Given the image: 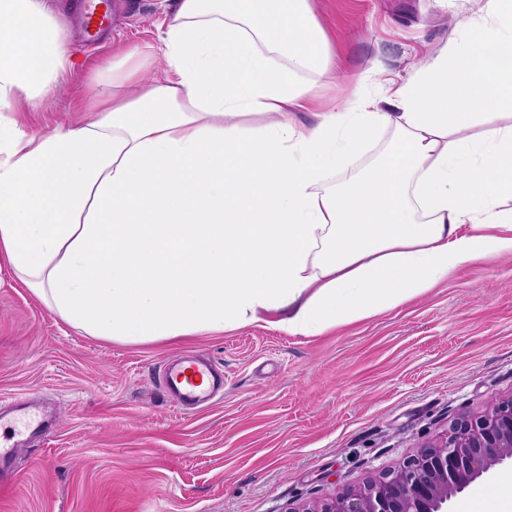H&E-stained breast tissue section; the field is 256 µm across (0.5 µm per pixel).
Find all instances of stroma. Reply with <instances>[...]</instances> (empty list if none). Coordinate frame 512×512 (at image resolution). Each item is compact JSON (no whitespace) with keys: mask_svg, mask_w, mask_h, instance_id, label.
Segmentation results:
<instances>
[{"mask_svg":"<svg viewBox=\"0 0 512 512\" xmlns=\"http://www.w3.org/2000/svg\"><path fill=\"white\" fill-rule=\"evenodd\" d=\"M336 56L321 102L378 93L366 75L417 70L479 0H310ZM165 0H112L99 44L63 24L79 65L40 110L18 98L28 135L84 121L91 78L157 41ZM199 351L224 370L211 406L180 412L158 375ZM512 390V256L459 268L447 283L316 337L270 322L180 343L108 341L54 315L0 263V413L41 405L44 429L16 447L0 512H285L396 467L458 414ZM495 467L448 504L482 512Z\"/></svg>","mask_w":512,"mask_h":512,"instance_id":"1","label":"stroma"}]
</instances>
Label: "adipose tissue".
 I'll return each instance as SVG.
<instances>
[{"label": "adipose tissue", "mask_w": 512, "mask_h": 512, "mask_svg": "<svg viewBox=\"0 0 512 512\" xmlns=\"http://www.w3.org/2000/svg\"><path fill=\"white\" fill-rule=\"evenodd\" d=\"M76 66L48 0H0V113ZM372 73L382 97L299 123L336 81L310 0H175L97 74L84 122L0 120V260L65 322L135 344L271 315L322 336L512 256V0H482L406 81Z\"/></svg>", "instance_id": "1"}]
</instances>
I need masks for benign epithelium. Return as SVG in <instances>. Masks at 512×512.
Returning a JSON list of instances; mask_svg holds the SVG:
<instances>
[{
  "mask_svg": "<svg viewBox=\"0 0 512 512\" xmlns=\"http://www.w3.org/2000/svg\"><path fill=\"white\" fill-rule=\"evenodd\" d=\"M512 461V392L482 413L461 414L397 467L311 508L291 512H448V501Z\"/></svg>",
  "mask_w": 512,
  "mask_h": 512,
  "instance_id": "1",
  "label": "benign epithelium"
}]
</instances>
